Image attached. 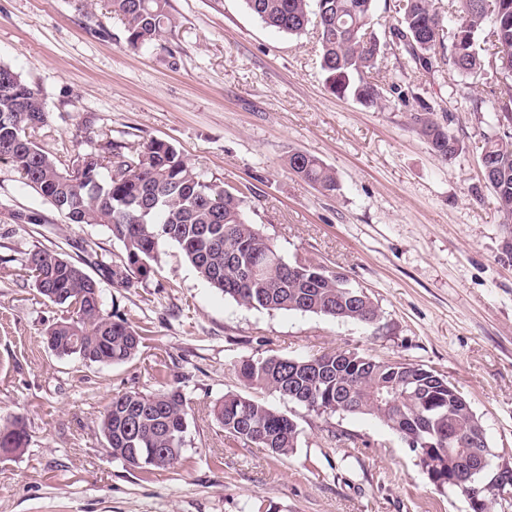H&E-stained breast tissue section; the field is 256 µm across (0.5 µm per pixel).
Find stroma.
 I'll list each match as a JSON object with an SVG mask.
<instances>
[{
	"label": "stroma",
	"mask_w": 512,
	"mask_h": 512,
	"mask_svg": "<svg viewBox=\"0 0 512 512\" xmlns=\"http://www.w3.org/2000/svg\"><path fill=\"white\" fill-rule=\"evenodd\" d=\"M399 0H375L382 99L334 94L319 36L267 28L243 0H169L157 44L126 47L108 0H0V63L38 87L49 122L34 134L63 159L108 138L171 142L198 172L249 186L247 213L288 262L342 274L379 308L376 324L255 310L226 299L179 248L163 244L146 283L119 288L103 267L123 254L97 224L73 225L0 162V415L23 419L27 450L0 459V512H472L437 488L379 419L307 411L267 395L300 434L286 457L229 441L211 409L244 392L245 358L355 351L433 369L461 391L493 454L512 451V224L480 172L493 69L416 74L393 41ZM459 151L442 161L414 129L420 105ZM336 173V192L289 171L291 152ZM37 213L39 223L20 222ZM40 246L81 261L102 309L142 331L114 366L58 356L43 342L67 318L19 264ZM181 387L189 425L177 464L112 459L99 431L112 394Z\"/></svg>",
	"instance_id": "1"
}]
</instances>
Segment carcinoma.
<instances>
[{
	"mask_svg": "<svg viewBox=\"0 0 512 512\" xmlns=\"http://www.w3.org/2000/svg\"><path fill=\"white\" fill-rule=\"evenodd\" d=\"M246 9L267 27L298 35L309 25L320 31V67L329 89L350 94L367 106L378 104L381 87L372 81L380 51L374 31V0H243ZM121 17L127 48L154 44L171 23L168 0H110ZM391 30L413 65L429 73L437 55L448 53V67L475 76L491 66L504 77L494 103L503 134L484 138L480 158L486 183L498 211L512 222V0H403ZM49 112L41 91L9 65L0 64V161L19 173L22 183L63 214L70 224H99L122 243L124 254L107 269L112 283L130 288L148 280L159 261L160 245L174 243L196 273L224 297L266 311L315 314L333 320L370 325L377 306L346 279L307 261L274 264L280 251L252 224L246 212V190L226 187L195 171L175 146L151 140L138 148L108 140L66 163L32 139ZM432 152L452 159L458 142L427 112L413 117ZM291 172L334 192L336 174L303 152L288 156ZM233 255L239 267L258 269L248 282L226 265ZM32 285L50 302L69 311V318L45 332L49 349L59 356L77 355L86 362L119 365L133 359L142 336L118 314L103 312L100 287L84 269L61 253L36 246L19 258ZM373 370L360 373L339 362L336 353L320 355L315 373L297 368L290 358L272 356L237 365L244 386L317 413L371 415L398 434L418 458L432 483L467 474V449L486 448L476 438L479 424L469 401H460L453 385L443 387L430 370L412 364L366 357ZM135 416L137 434H129ZM224 436L244 444L263 437L261 446L287 456L299 428L288 414L258 396L227 392L213 407ZM443 437L458 435L447 447ZM108 453L140 469L178 463L188 430V403L177 387L153 392L125 391L112 396L99 422ZM29 434L21 420L0 418V456H18ZM425 442L434 443L426 448Z\"/></svg>",
	"mask_w": 512,
	"mask_h": 512,
	"instance_id": "cac0c4a2",
	"label": "carcinoma"
}]
</instances>
